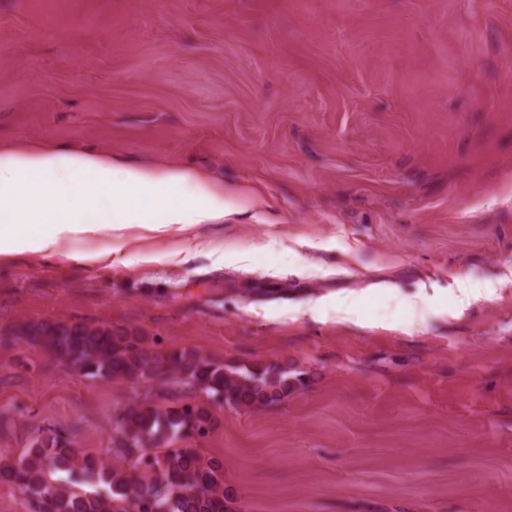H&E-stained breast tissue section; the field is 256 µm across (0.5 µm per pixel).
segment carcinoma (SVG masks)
<instances>
[{"mask_svg":"<svg viewBox=\"0 0 512 512\" xmlns=\"http://www.w3.org/2000/svg\"><path fill=\"white\" fill-rule=\"evenodd\" d=\"M16 341L88 378L151 383L155 397L168 401L135 402L117 416L112 453L129 461L127 467L81 453L70 437L54 431L38 436L19 458L0 461V483L24 492L34 512H237L224 488L223 464L192 447L218 424L213 399L257 409L277 405L305 385L286 365L230 367L191 348L161 352L131 326L45 320L0 329V345ZM187 387L205 394L207 403L180 399ZM79 477L97 480L105 492L76 491Z\"/></svg>","mask_w":512,"mask_h":512,"instance_id":"cac0c4a2","label":"carcinoma"}]
</instances>
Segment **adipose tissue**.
Instances as JSON below:
<instances>
[{
  "label": "adipose tissue",
  "mask_w": 512,
  "mask_h": 512,
  "mask_svg": "<svg viewBox=\"0 0 512 512\" xmlns=\"http://www.w3.org/2000/svg\"><path fill=\"white\" fill-rule=\"evenodd\" d=\"M168 204L166 224H208L234 206L184 170L153 171L94 150L0 148V256L51 251L61 235L146 224L138 202ZM43 225L33 234L29 225Z\"/></svg>",
  "instance_id": "obj_1"
}]
</instances>
